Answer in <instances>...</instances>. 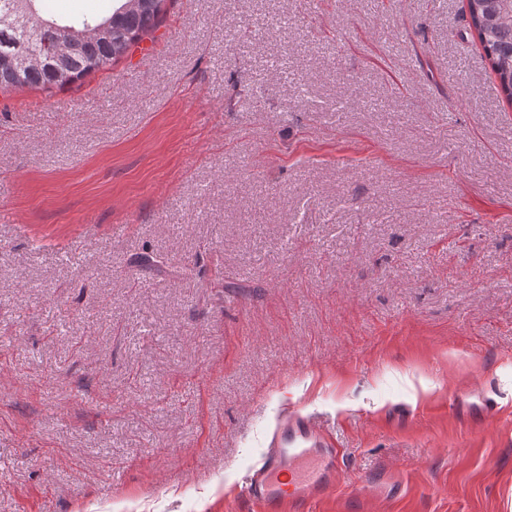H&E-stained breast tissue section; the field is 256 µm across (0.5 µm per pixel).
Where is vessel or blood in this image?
<instances>
[{
	"instance_id": "b4317fda",
	"label": "vessel or blood",
	"mask_w": 512,
	"mask_h": 512,
	"mask_svg": "<svg viewBox=\"0 0 512 512\" xmlns=\"http://www.w3.org/2000/svg\"><path fill=\"white\" fill-rule=\"evenodd\" d=\"M343 460L310 417L282 416L267 450L243 487L252 512H312L336 486ZM404 491L399 475L385 470L384 481L365 488L366 496L398 498Z\"/></svg>"
}]
</instances>
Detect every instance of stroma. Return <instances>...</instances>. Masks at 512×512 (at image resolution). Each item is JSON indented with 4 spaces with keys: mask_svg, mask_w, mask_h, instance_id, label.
I'll return each instance as SVG.
<instances>
[{
    "mask_svg": "<svg viewBox=\"0 0 512 512\" xmlns=\"http://www.w3.org/2000/svg\"><path fill=\"white\" fill-rule=\"evenodd\" d=\"M465 3L167 0L0 91V512H250L289 411L344 460L317 512L385 464L364 512H512V102ZM384 481L380 485H366L363 499L366 497L382 495L390 498H398L402 495L404 488L400 476L389 468H384Z\"/></svg>",
    "mask_w": 512,
    "mask_h": 512,
    "instance_id": "stroma-1",
    "label": "stroma"
}]
</instances>
